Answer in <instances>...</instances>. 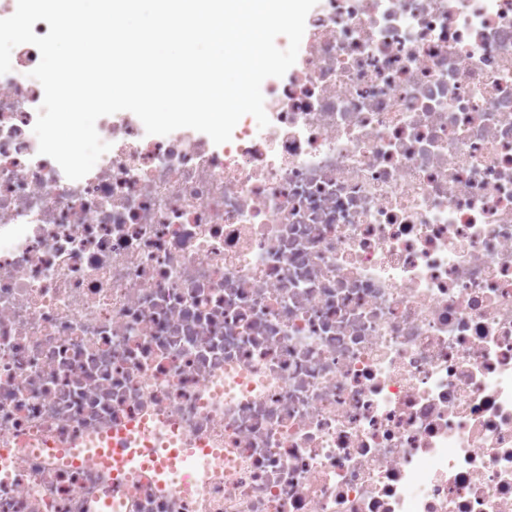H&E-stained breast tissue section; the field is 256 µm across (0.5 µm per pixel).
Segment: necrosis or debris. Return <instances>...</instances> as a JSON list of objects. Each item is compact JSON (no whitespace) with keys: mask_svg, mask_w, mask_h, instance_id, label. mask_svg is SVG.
<instances>
[{"mask_svg":"<svg viewBox=\"0 0 512 512\" xmlns=\"http://www.w3.org/2000/svg\"><path fill=\"white\" fill-rule=\"evenodd\" d=\"M0 75V512H512V0H319L267 127L101 117L39 154ZM152 418L191 494L66 463Z\"/></svg>","mask_w":512,"mask_h":512,"instance_id":"1","label":"necrosis or debris"}]
</instances>
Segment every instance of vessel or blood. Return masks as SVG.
<instances>
[{"instance_id":"1","label":"vessel or blood","mask_w":512,"mask_h":512,"mask_svg":"<svg viewBox=\"0 0 512 512\" xmlns=\"http://www.w3.org/2000/svg\"><path fill=\"white\" fill-rule=\"evenodd\" d=\"M185 437L167 435L158 438L156 431L139 426L108 432L99 446L81 449L83 458L103 463L112 469L113 480H120L128 472H148L160 488L177 485L179 491H189L197 482V467L216 457L215 449L198 443L186 447ZM179 474V482H172V474Z\"/></svg>"}]
</instances>
